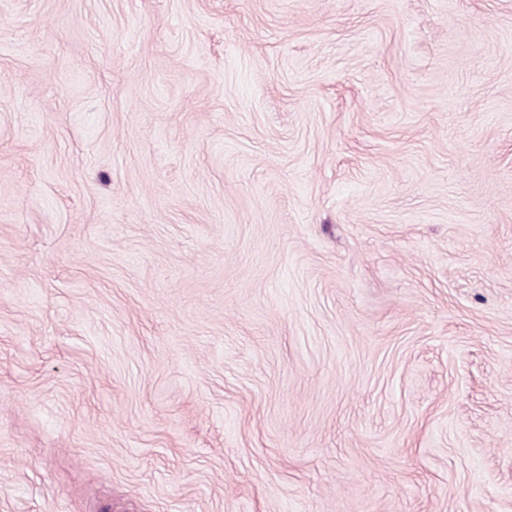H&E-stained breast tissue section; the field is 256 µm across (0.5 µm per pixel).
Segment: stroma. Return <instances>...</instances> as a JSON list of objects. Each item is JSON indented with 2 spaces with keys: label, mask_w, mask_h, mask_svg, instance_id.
I'll return each instance as SVG.
<instances>
[{
  "label": "stroma",
  "mask_w": 512,
  "mask_h": 512,
  "mask_svg": "<svg viewBox=\"0 0 512 512\" xmlns=\"http://www.w3.org/2000/svg\"><path fill=\"white\" fill-rule=\"evenodd\" d=\"M0 512H512V0H0Z\"/></svg>",
  "instance_id": "1"
}]
</instances>
